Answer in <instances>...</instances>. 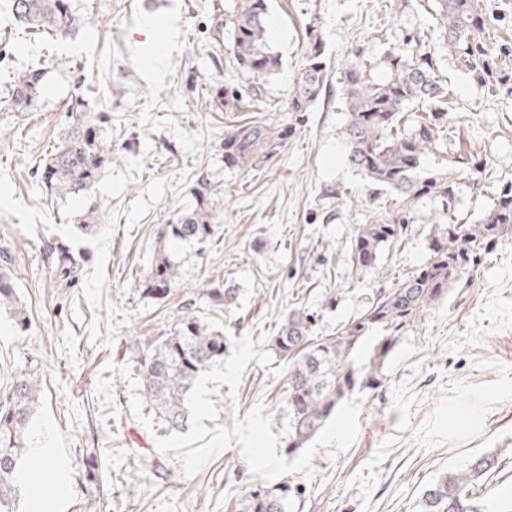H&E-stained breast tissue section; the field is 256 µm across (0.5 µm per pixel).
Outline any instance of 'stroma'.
Instances as JSON below:
<instances>
[{"mask_svg": "<svg viewBox=\"0 0 512 512\" xmlns=\"http://www.w3.org/2000/svg\"><path fill=\"white\" fill-rule=\"evenodd\" d=\"M90 25L73 39L33 35L0 0V255L8 254L28 319L19 328L0 310V400L26 373L45 393L29 426L17 512H225L261 479L239 445L210 455L194 475L159 452L162 421L131 407L139 379L135 350L169 335L186 314L225 336H276L285 315L313 316L314 337H335L384 289L426 262L430 210L378 268L356 272L348 246L359 225L391 208L370 190L345 151L348 122L343 76L356 56L372 58L371 77L389 78L386 57L403 40L437 51V71L455 95L448 110V154L429 156V170L448 157H474L489 177L464 186L457 209L479 221L512 181V98L491 100L438 49L436 0H268L267 35L282 59L261 83L291 120L288 89L304 63L309 36L326 47V96L306 112L281 153L246 171L224 165L220 145L230 122L249 121L251 107L217 110L214 84H248L233 63L229 31H218L228 0H71ZM48 71L30 112L9 105L11 75L32 60ZM107 113L101 132L109 161L85 197L60 200L42 190L36 165L60 143L72 97ZM207 184L214 218L205 244L168 239L166 226L190 209ZM97 228L84 234L87 212ZM65 244L81 264L68 288L54 285L47 244ZM179 266L168 298L144 297L140 281L158 247ZM235 289L231 307L214 308L203 288ZM129 366V376L118 369ZM288 362H250L237 390L221 385L215 424L232 426L255 406L273 433L287 422ZM359 433L344 453L319 449L313 476L292 473L288 512H417L423 490L477 457L500 453L504 468L480 490L485 512L512 502V238L494 244L467 269L447 298L425 310L399 341L383 385L363 394Z\"/></svg>", "mask_w": 512, "mask_h": 512, "instance_id": "35a3bbf8", "label": "stroma"}]
</instances>
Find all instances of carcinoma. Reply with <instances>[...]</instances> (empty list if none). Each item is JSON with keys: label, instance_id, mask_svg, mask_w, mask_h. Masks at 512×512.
<instances>
[{"label": "carcinoma", "instance_id": "obj_1", "mask_svg": "<svg viewBox=\"0 0 512 512\" xmlns=\"http://www.w3.org/2000/svg\"><path fill=\"white\" fill-rule=\"evenodd\" d=\"M438 4L437 20L448 54L487 95L511 97L512 46H501L495 55L489 52L487 45L495 33L480 0H438ZM11 9L22 28L35 34L74 37L88 26L68 0H11ZM266 11L267 0H233L224 14L236 67L256 80L281 67V57L267 40ZM387 61L392 76L383 83L366 77L369 69L364 62H354L344 72L349 163L371 189L385 191L398 202L394 209L358 228L350 242L349 260L357 270L377 267L383 251L406 235L412 206L425 201L432 203L435 214L427 235L429 258L419 271L381 292L358 320L332 340L313 338L312 318L300 310L284 317L273 346L289 361L285 405L290 422L286 451L290 454L302 450L354 392L378 389L399 340L422 312L447 298L450 287L467 268L480 262L492 244L512 236V183L497 193L495 204L480 222L460 224L455 200L461 178L482 173L483 165L472 157L459 156L444 170L430 172L423 167L426 157L448 152V130L443 124L454 96L452 87L436 76L433 53L413 49L408 39L403 48L387 55ZM46 74L39 62L13 74L10 105L14 111L35 108ZM326 89L325 45L311 36L304 65L288 90V111L295 119L302 118ZM242 100L241 89L231 92L218 86L213 93V101L227 112L240 108ZM67 112L75 114L71 131L37 165L43 188L61 200L90 192L109 159L83 97L71 100ZM295 130L294 123L270 124L264 119L232 125L224 130V165L238 170L261 165L285 148ZM211 219L202 190L195 205L167 225V232L203 244L213 232ZM48 252L55 256L56 286H67L78 275V260L61 246L50 245ZM177 275L175 262L160 252L140 287L151 298L162 300ZM202 297L224 308L235 299V290L217 284L205 289ZM0 307L12 311L19 324L26 322L15 282L6 270L0 271ZM224 342V332L187 316L171 335L139 354L143 393L169 429L184 430L187 394L200 374L224 356ZM41 399L39 376L27 373L0 403V512H15L27 430ZM500 466L499 455L484 454L465 470L439 477L423 490L419 512H482L477 489ZM289 492L286 482L257 488L233 512H286Z\"/></svg>", "mask_w": 512, "mask_h": 512}]
</instances>
